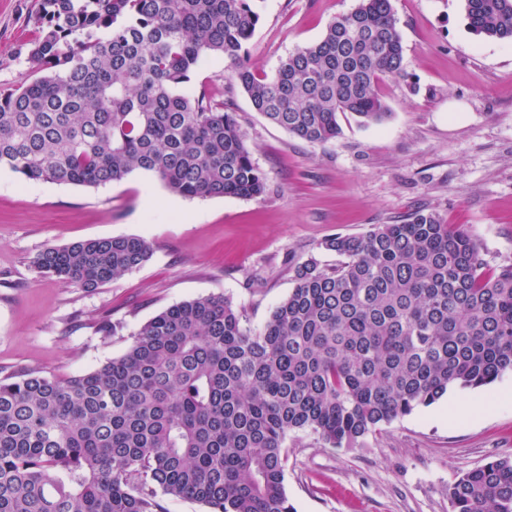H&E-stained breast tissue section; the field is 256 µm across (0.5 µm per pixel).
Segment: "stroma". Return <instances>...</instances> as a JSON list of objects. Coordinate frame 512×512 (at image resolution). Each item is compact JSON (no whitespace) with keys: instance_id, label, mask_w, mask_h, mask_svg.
Wrapping results in <instances>:
<instances>
[{"instance_id":"stroma-1","label":"stroma","mask_w":512,"mask_h":512,"mask_svg":"<svg viewBox=\"0 0 512 512\" xmlns=\"http://www.w3.org/2000/svg\"><path fill=\"white\" fill-rule=\"evenodd\" d=\"M40 0H0V91L37 75L24 47ZM356 0H264L247 62L274 72L316 41ZM406 79H386L390 116L311 144L256 112L223 59L192 74L235 112L269 191L260 199H186L135 171L89 188L26 185L0 168V378L35 370L61 378L122 354L134 333L174 304L231 300L244 326L263 328L294 286L293 267L336 261L323 243L399 224L416 212L466 229L489 268L512 264V45L468 26L464 0H392ZM135 236L153 247L141 267L92 292L36 274L50 244ZM110 320L115 330L102 332ZM284 486L296 512H450L464 473L512 458V374L490 391L449 390L356 448L289 435Z\"/></svg>"}]
</instances>
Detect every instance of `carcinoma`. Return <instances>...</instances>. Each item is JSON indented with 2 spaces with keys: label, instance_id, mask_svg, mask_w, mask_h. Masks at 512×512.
<instances>
[{
  "label": "carcinoma",
  "instance_id": "cac0c4a2",
  "mask_svg": "<svg viewBox=\"0 0 512 512\" xmlns=\"http://www.w3.org/2000/svg\"><path fill=\"white\" fill-rule=\"evenodd\" d=\"M261 0H41L28 55L41 76L0 93V166L27 184L99 188L134 171L185 198L268 192L236 114L189 86L206 56L229 64L255 111L310 143L348 112L390 115L405 76L391 0H357L273 74L246 61ZM471 30L512 42V0H465ZM252 332L221 295L172 305L125 352L62 379L0 378V512H163L158 494L206 512H295L284 489L291 433L330 448L451 388L512 373V265L486 267L465 229L415 213L324 243ZM132 236L48 246L42 276L96 290L140 267ZM451 512H512V459L448 490Z\"/></svg>",
  "mask_w": 512,
  "mask_h": 512
}]
</instances>
